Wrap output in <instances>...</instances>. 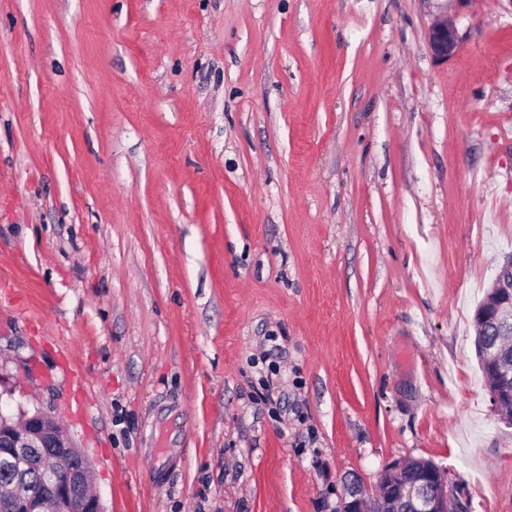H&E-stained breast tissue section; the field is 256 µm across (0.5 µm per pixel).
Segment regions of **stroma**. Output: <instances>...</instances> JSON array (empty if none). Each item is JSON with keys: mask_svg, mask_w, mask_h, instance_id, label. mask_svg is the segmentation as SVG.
I'll return each instance as SVG.
<instances>
[{"mask_svg": "<svg viewBox=\"0 0 512 512\" xmlns=\"http://www.w3.org/2000/svg\"><path fill=\"white\" fill-rule=\"evenodd\" d=\"M511 122L512 0H0V414L105 512H336L406 457L512 512ZM427 45L431 54L440 61L454 58L461 48V39L448 12L438 16L428 29ZM474 321L483 329L512 330V254L503 257L494 281L475 310ZM476 339L482 371L493 381L492 387H489L490 402L500 420L512 425V418L504 414V407L512 404V352L483 340L476 343Z\"/></svg>", "mask_w": 512, "mask_h": 512, "instance_id": "obj_1", "label": "stroma"}]
</instances>
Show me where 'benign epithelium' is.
<instances>
[{
	"mask_svg": "<svg viewBox=\"0 0 512 512\" xmlns=\"http://www.w3.org/2000/svg\"><path fill=\"white\" fill-rule=\"evenodd\" d=\"M427 45L440 61L454 58L461 39L448 14L438 16L428 29ZM475 324L500 332L512 330V254L503 257L498 272L474 314ZM483 373L492 381L490 402L500 420L512 425L504 407L512 404V352L496 344L477 341ZM41 448L40 470L51 483L29 481L28 455ZM0 459L16 474L19 493L0 498V512H104L99 498L85 491L90 460L72 436L48 412L37 407L23 413V426L0 413ZM374 512H461L462 505L442 469L432 460L402 458L389 464L374 489L353 481L341 497L336 512H366V500Z\"/></svg>",
	"mask_w": 512,
	"mask_h": 512,
	"instance_id": "7a95c632",
	"label": "benign epithelium"
}]
</instances>
